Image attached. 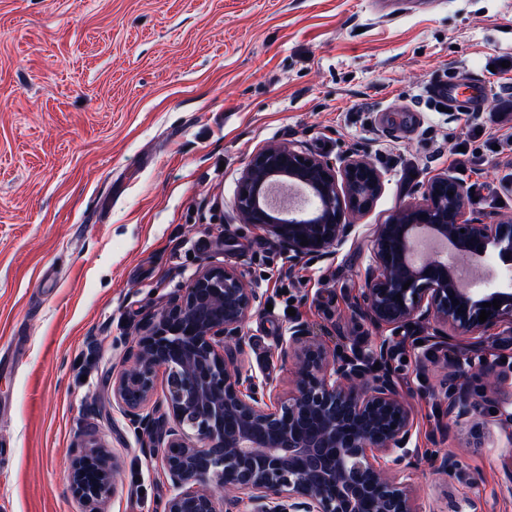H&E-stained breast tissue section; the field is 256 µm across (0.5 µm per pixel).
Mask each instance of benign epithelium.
I'll use <instances>...</instances> for the list:
<instances>
[{
	"instance_id": "7a95c632",
	"label": "benign epithelium",
	"mask_w": 512,
	"mask_h": 512,
	"mask_svg": "<svg viewBox=\"0 0 512 512\" xmlns=\"http://www.w3.org/2000/svg\"><path fill=\"white\" fill-rule=\"evenodd\" d=\"M286 174L307 184L317 206L309 219L274 218L262 205L263 183ZM382 173L370 161L346 157L340 166L290 146L269 144L249 160L237 204L246 220L286 247L288 262L327 256L356 234L350 215L380 194ZM454 195H448V192ZM465 185L448 175L431 179L420 202L372 228L374 265L366 272L356 314L377 329L433 320L448 329L433 338L481 339L488 327L512 322V279L505 287L467 288L438 254L410 260L412 240L427 233L450 244L456 259L481 263L512 256V224L464 218ZM308 245H300L299 236ZM409 287H404L406 282ZM500 300V307L483 308ZM262 303L259 289L235 265L203 266L165 308L136 329V352L112 375V405L127 425L149 441L172 493L160 512H421L406 482L414 420L395 382L398 345L385 337L360 354L346 346L328 352L302 324L288 328L283 355L298 378L284 401L271 384L244 379L236 355L246 345L244 327ZM490 313L479 322L481 310ZM166 376V411L149 404L156 375ZM480 376L496 394L508 376L477 350L458 359L448 385V416L466 421L476 404L470 379ZM122 468L101 447L73 449L71 490L87 512H104Z\"/></svg>"
}]
</instances>
